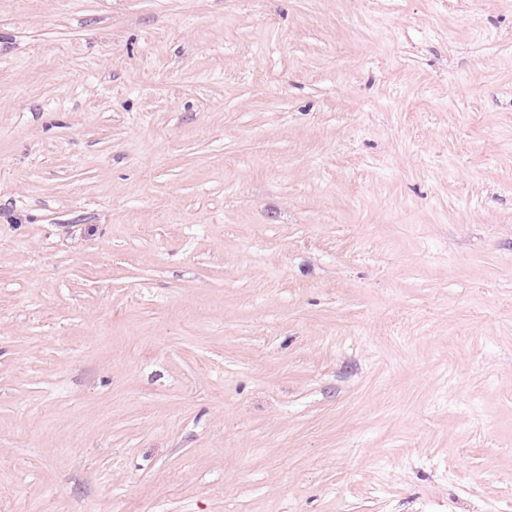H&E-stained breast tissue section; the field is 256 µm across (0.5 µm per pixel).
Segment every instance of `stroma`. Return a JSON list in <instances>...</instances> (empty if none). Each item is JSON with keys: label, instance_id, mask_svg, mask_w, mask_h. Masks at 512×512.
Here are the masks:
<instances>
[{"label": "stroma", "instance_id": "obj_1", "mask_svg": "<svg viewBox=\"0 0 512 512\" xmlns=\"http://www.w3.org/2000/svg\"><path fill=\"white\" fill-rule=\"evenodd\" d=\"M0 512H512V0H0Z\"/></svg>", "mask_w": 512, "mask_h": 512}]
</instances>
